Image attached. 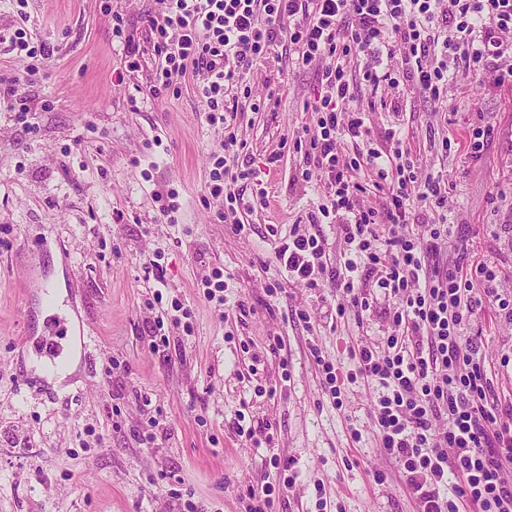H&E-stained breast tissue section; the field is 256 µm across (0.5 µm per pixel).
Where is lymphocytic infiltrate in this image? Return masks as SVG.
Segmentation results:
<instances>
[{
    "mask_svg": "<svg viewBox=\"0 0 512 512\" xmlns=\"http://www.w3.org/2000/svg\"><path fill=\"white\" fill-rule=\"evenodd\" d=\"M160 15H146L155 62L151 96L179 93L186 77L197 80L205 121L227 126L236 110L265 111L245 80L272 56L315 66L317 94L309 109L313 128L293 146L305 164L296 179L317 185L323 198L307 225H291L275 241L274 256L290 279L339 295L337 316L364 313L373 303L358 281L373 273L392 331L383 345L357 344L349 355L363 381L382 393L371 412L387 456L403 469L407 490L420 512H512V426L487 409L484 363L465 332L475 292L496 302L512 323V300L503 298L493 265L471 259L455 246L454 268L431 264L448 242V182L422 173L400 130L373 140L363 109L352 108L359 85H397L406 79L434 101L443 100L448 71L460 60L476 67L491 86L512 83V0H163ZM455 39H447V31ZM368 60L362 74L353 65ZM352 153H344L342 143ZM265 190L245 142L228 134L214 156L208 199L225 210L240 208V185ZM378 195L381 207L366 205ZM312 224L337 225L344 259L329 270L327 241ZM424 225L425 240L414 228ZM445 426H437L439 412Z\"/></svg>",
    "mask_w": 512,
    "mask_h": 512,
    "instance_id": "1",
    "label": "lymphocytic infiltrate"
}]
</instances>
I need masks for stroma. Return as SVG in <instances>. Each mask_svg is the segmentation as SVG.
<instances>
[{"label":"stroma","instance_id":"1","mask_svg":"<svg viewBox=\"0 0 512 512\" xmlns=\"http://www.w3.org/2000/svg\"><path fill=\"white\" fill-rule=\"evenodd\" d=\"M163 8L162 0H29L34 39L55 51L25 87L27 121L0 110V512H164L165 473L180 478L196 512H245L251 484L278 481L275 455L297 469L279 512H417L370 417L378 386L347 380L335 407L309 352L318 344L348 376L350 346L387 333L382 309L361 323L337 317V297L284 278L273 254L274 232L318 203L316 190L294 180L300 155L281 145L314 123L306 108L314 67L273 57L249 74L254 95L276 101L237 113L235 131L256 164L278 160L264 177L265 205L241 211L245 229L235 233L203 201L224 132L205 122L195 84L147 95L150 57L126 71L112 38L113 13L141 40L144 16ZM361 96L377 103L373 131L400 126L421 166L447 177L451 239L496 265L512 297V85H484L470 70L442 103L406 83ZM471 124L491 130L480 160L440 151L439 136L461 138ZM168 188L184 205L176 224L154 200ZM216 267L227 283L220 304L198 289ZM157 290L164 303L190 308L193 326L160 350L145 305ZM240 302L247 316L226 314ZM302 308L313 329L294 317ZM52 315L85 329L66 338L61 373L39 371L26 343ZM468 332L485 361L489 407L512 408V325L483 299ZM272 336L284 341L276 354ZM111 359L118 369L107 370ZM152 417L158 437L149 445L142 436ZM239 417L270 429L245 441L233 426Z\"/></svg>","mask_w":512,"mask_h":512}]
</instances>
